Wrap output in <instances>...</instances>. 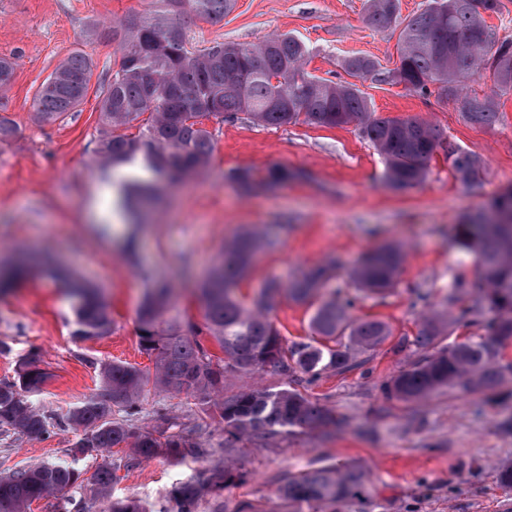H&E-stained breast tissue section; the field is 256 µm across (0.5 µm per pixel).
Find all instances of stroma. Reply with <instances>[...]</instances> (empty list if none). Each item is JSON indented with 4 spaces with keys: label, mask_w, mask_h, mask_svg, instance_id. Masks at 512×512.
Here are the masks:
<instances>
[{
    "label": "stroma",
    "mask_w": 512,
    "mask_h": 512,
    "mask_svg": "<svg viewBox=\"0 0 512 512\" xmlns=\"http://www.w3.org/2000/svg\"><path fill=\"white\" fill-rule=\"evenodd\" d=\"M151 0H0V57L14 63L7 89L0 91V116L14 129L0 140V263L21 250L53 253L75 278L99 288L112 316V331L77 339L75 315L65 286L50 277L23 280L0 293V381L12 379L18 360L34 352L51 374L33 405L56 425L49 438L32 440L0 432V474L41 462L66 459L80 432L58 421L99 393V361H122L152 369L142 351L137 312L146 277L174 281L171 314L203 322L194 278L215 264L226 243L247 230L267 231L278 240L259 250L239 285L245 297L271 279L287 280L327 257L338 265L330 288L350 290L349 272L360 256L379 245H402L404 259L396 288L359 296L355 315L389 323L395 337L360 354L350 372H328L300 391L346 416L336 431L295 430L288 435L244 438L224 444L222 425L208 418L196 398L150 396L141 414L150 424L154 409H166L177 429H194L206 453L178 462L156 458L120 467L112 481L116 499L140 500L150 512H167L172 487L201 479L217 461L237 467L243 478L225 487L224 512H288L279 488L291 473L349 463L367 474L374 488L372 512H505L512 492L497 482L500 466L512 463V379L494 389L447 390L415 404L388 400L382 382L413 360L394 340L414 336L425 304L442 303L454 278L467 295L479 287L474 256L453 248L456 224L512 185V93L495 97L499 120L492 127L469 123L461 106L374 77L358 85L380 116L415 115L432 121L453 145L477 156L481 182L462 185L443 154L430 162L421 185L401 191L383 185L385 162L359 126L308 124L264 126L246 114L205 120L214 151L207 170L178 184L150 222L142 226L138 262L123 252L126 226L113 206L110 184L95 167L96 149L108 129L96 92L64 118L43 122L33 97L44 80L75 52L95 63L93 82L118 69L121 52L109 27L148 11ZM366 0H235L216 22L191 25L193 45L215 42L256 44L288 34L310 51L307 69L333 81L347 80L343 58L365 55L381 71L398 64L399 28L377 30L365 22ZM274 167L295 172L279 188L242 192L236 177L265 174ZM194 278H180L182 268ZM428 302H420L421 293ZM272 317L283 337L309 336L306 307L276 300ZM98 457L81 458L83 483L66 497L34 501L30 512H99L93 477Z\"/></svg>",
    "instance_id": "35a3bbf8"
}]
</instances>
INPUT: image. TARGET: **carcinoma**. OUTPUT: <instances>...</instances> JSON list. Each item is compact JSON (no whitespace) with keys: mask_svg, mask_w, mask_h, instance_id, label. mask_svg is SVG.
I'll return each instance as SVG.
<instances>
[{"mask_svg":"<svg viewBox=\"0 0 512 512\" xmlns=\"http://www.w3.org/2000/svg\"><path fill=\"white\" fill-rule=\"evenodd\" d=\"M479 0H427L409 18L398 40L399 66L389 78L410 91L436 87L439 97L461 103L473 125L491 127L499 119L492 100L469 94L466 81L481 70L490 72L502 93L512 91V43L495 58L487 56L481 35L494 39ZM155 9L130 21L120 43L119 68L100 90L103 122L111 128L139 123L135 136L106 135L99 144L100 167L112 177L127 224L138 226L171 186L197 177L208 165L213 143L202 118H232L239 113L265 126L299 122L320 127L361 126L364 136L386 163L385 185L392 190L414 187L425 180L429 164L443 151L454 177L472 186L482 176L480 160L444 141L439 128L417 117H375L366 94L355 83L332 81L306 70L309 51L299 39L282 34L258 44L216 43L203 50L189 47L191 16L217 21L234 0H154ZM367 22L389 28L399 18V0H368ZM342 68L364 78L378 71L365 55L343 59ZM94 64L76 53L42 83L33 100L35 112L58 118L77 108L87 95ZM297 177L286 168H272L264 182L275 186ZM455 247L477 259L481 286L471 304L455 311L465 283L454 280L448 297L421 317L411 344L420 355L381 389L389 400L417 403L458 388L493 387L512 377V362H503L512 344V187L493 197L456 228ZM274 237L243 233L224 246L219 262L197 286L204 328L167 317L174 286L146 278L137 323L142 350L153 357L154 372L122 362L98 365L102 392L73 408L61 426L84 430L71 450L69 463L42 462L0 475V512H28L33 501L64 493L78 484L76 463L82 457L127 449L141 462L158 457L179 461L200 452L194 439L172 433L174 422L156 413L151 427L138 424L151 393L193 394L204 411L224 427L226 442L244 437L290 434L294 429H341L346 421L290 386L252 388L224 395V381L238 372L299 373L312 381L325 372L342 374L356 366L355 355L374 350L393 336L379 319L351 314L354 299L340 290L323 292L336 264L329 261L282 283L272 279L245 302L238 286L254 253L273 249ZM402 249L385 245L367 254L351 271L350 280L364 294H383L396 287ZM28 270L21 263L0 269V291ZM286 294L311 309L308 340L286 344L277 328L274 301ZM76 316L74 335L92 339L112 327L109 305L93 286L74 282L70 288ZM477 329L465 340L440 345L452 323ZM208 333L224 357H216L198 339ZM36 353L22 358L12 381L0 382V431L29 439L49 434L47 416L32 403L43 391L49 372L34 367ZM117 465L95 474L97 495L108 501L103 512H146L133 499H111ZM232 467L215 464L205 481L188 479L172 492V512H197L198 502L219 494L239 480ZM374 494L365 472L336 464L290 474L280 487L292 512H344L356 503L369 512Z\"/></svg>","mask_w":512,"mask_h":512,"instance_id":"cac0c4a2","label":"carcinoma"}]
</instances>
